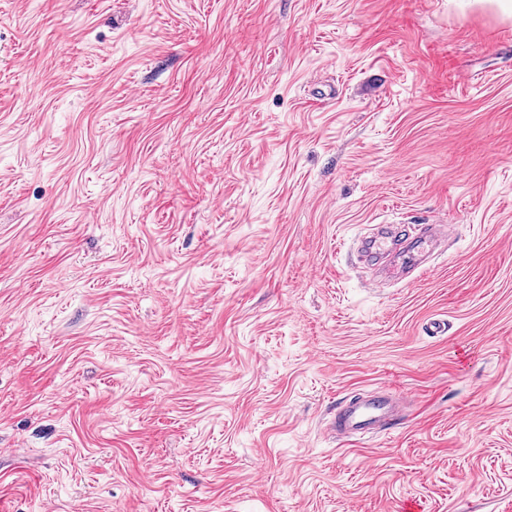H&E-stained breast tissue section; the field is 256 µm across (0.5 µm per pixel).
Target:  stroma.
Segmentation results:
<instances>
[{
  "mask_svg": "<svg viewBox=\"0 0 512 512\" xmlns=\"http://www.w3.org/2000/svg\"><path fill=\"white\" fill-rule=\"evenodd\" d=\"M376 224L448 243L377 288ZM408 499L512 512V16L0 0V512ZM400 400L390 393L357 395L336 412L332 428L336 438L365 437L383 432L400 413Z\"/></svg>",
  "mask_w": 512,
  "mask_h": 512,
  "instance_id": "35a3bbf8",
  "label": "stroma"
}]
</instances>
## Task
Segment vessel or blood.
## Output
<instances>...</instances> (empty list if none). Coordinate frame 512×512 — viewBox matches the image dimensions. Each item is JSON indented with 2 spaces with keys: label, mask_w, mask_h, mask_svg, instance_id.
Listing matches in <instances>:
<instances>
[{
  "label": "vessel or blood",
  "mask_w": 512,
  "mask_h": 512,
  "mask_svg": "<svg viewBox=\"0 0 512 512\" xmlns=\"http://www.w3.org/2000/svg\"><path fill=\"white\" fill-rule=\"evenodd\" d=\"M446 236L442 224L422 225L414 236L403 238L390 227L381 228L362 243L363 251L383 258L382 272L389 279H409L427 270V259ZM397 398L383 392L357 395L337 411L333 428L337 438L349 439L381 433L398 413Z\"/></svg>",
  "instance_id": "vessel-or-blood-1"
}]
</instances>
